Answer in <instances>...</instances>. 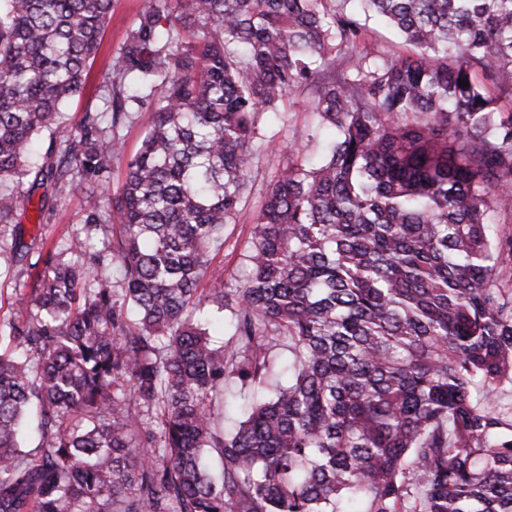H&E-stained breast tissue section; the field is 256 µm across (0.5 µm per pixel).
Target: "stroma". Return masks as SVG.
<instances>
[{
	"instance_id": "stroma-1",
	"label": "stroma",
	"mask_w": 512,
	"mask_h": 512,
	"mask_svg": "<svg viewBox=\"0 0 512 512\" xmlns=\"http://www.w3.org/2000/svg\"><path fill=\"white\" fill-rule=\"evenodd\" d=\"M149 7V0H113L112 13L107 21L99 53L86 78V87L81 97L70 102L61 118L58 129L52 133L55 141H62L66 134L75 131L83 112L89 108L103 107L104 101L98 90L111 54L116 53L126 39L139 15ZM312 93L308 90L296 92L284 104V110L260 129L263 140L277 143H293L303 148L306 156L318 157L322 150L321 138L312 137L314 114L311 110ZM151 121L149 108L131 113L119 126L118 133L125 143V158L116 160L112 168V187H119L126 173L127 156L139 149L146 127ZM280 152H264L259 157L258 167L246 194V203L235 223L225 225L224 240L212 248L213 261L204 278L205 284H222L228 288L238 287L245 279L248 268L245 251L253 232V214L261 205L264 186L269 176L281 165ZM43 192L54 211L50 221L39 223L38 203L20 199L19 213L23 228L22 242L31 255H38L41 247H52L66 242L79 233L83 226V193L81 190L61 191L46 186ZM29 269L17 263L12 253L0 254V325L23 318L24 309L13 306L12 293L18 282L27 280Z\"/></svg>"
}]
</instances>
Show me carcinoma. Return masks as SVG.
<instances>
[{
	"instance_id": "carcinoma-1",
	"label": "carcinoma",
	"mask_w": 512,
	"mask_h": 512,
	"mask_svg": "<svg viewBox=\"0 0 512 512\" xmlns=\"http://www.w3.org/2000/svg\"><path fill=\"white\" fill-rule=\"evenodd\" d=\"M111 10L0 0V251L18 196L89 185L0 328V512H512V0H150L105 109L35 169ZM372 18L405 51L372 52ZM305 88L329 149L281 147L247 278L204 287ZM131 103L152 120L107 208Z\"/></svg>"
}]
</instances>
